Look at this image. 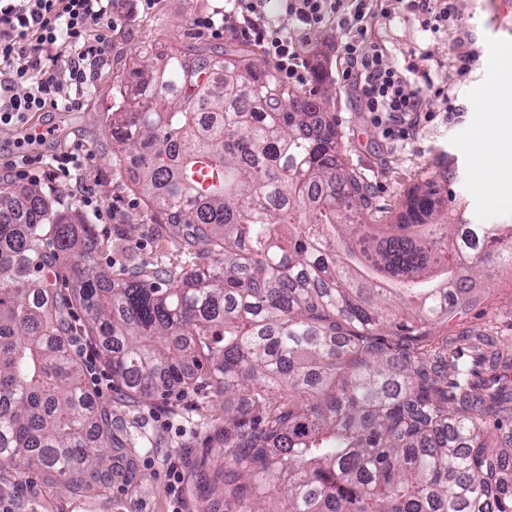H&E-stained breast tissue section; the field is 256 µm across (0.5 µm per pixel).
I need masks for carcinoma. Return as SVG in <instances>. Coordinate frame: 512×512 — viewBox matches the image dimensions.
I'll return each instance as SVG.
<instances>
[{
    "label": "carcinoma",
    "instance_id": "1",
    "mask_svg": "<svg viewBox=\"0 0 512 512\" xmlns=\"http://www.w3.org/2000/svg\"><path fill=\"white\" fill-rule=\"evenodd\" d=\"M134 74L112 153L135 156L134 191L194 261L165 288L139 268L116 278L93 266L84 218L35 187L18 212L0 185V467L112 474V424L66 345L72 302L132 395L209 369L224 465L194 477L204 496L224 485L211 512H267L261 487L280 512H512V350L489 326L428 331L512 262V228L441 220L435 180L398 223H369L323 101L243 54L173 50Z\"/></svg>",
    "mask_w": 512,
    "mask_h": 512
}]
</instances>
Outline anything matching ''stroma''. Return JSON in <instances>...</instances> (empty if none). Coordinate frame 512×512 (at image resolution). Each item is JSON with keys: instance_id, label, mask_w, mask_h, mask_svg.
Here are the masks:
<instances>
[{"instance_id": "1", "label": "stroma", "mask_w": 512, "mask_h": 512, "mask_svg": "<svg viewBox=\"0 0 512 512\" xmlns=\"http://www.w3.org/2000/svg\"><path fill=\"white\" fill-rule=\"evenodd\" d=\"M225 0H112V25L93 27L86 40L104 39L105 54L96 73L83 85L73 84L66 71L70 44L57 45L46 65L59 73L58 107L32 113L25 128L0 126V172L19 152L59 157L78 153L77 170L46 171L40 186L58 208L80 210V199L92 193L111 217L93 221L99 241L92 254L100 269L119 274L136 264L175 273L191 257L167 225L158 222L141 195L134 193L132 172L116 163L108 126L120 96L118 86L133 68L149 69L169 47L192 58L215 59L225 51L243 50L265 62L261 47L227 31L216 36L195 26L197 16L223 10ZM457 18L438 35L423 32L414 15L400 10L393 18L376 15L369 40L383 52L386 65L414 67L447 81L457 112L453 118L436 112L418 118L404 139L383 137L372 113L363 111L352 86L343 81L336 61L348 33L340 24L328 25L316 38L318 50L307 57L303 95L322 97L336 121L348 165L369 185L377 224L395 223L403 202L420 183L447 176L441 192L442 213L464 216L470 224H512V207H495L481 192L482 172L469 144L480 115L477 101L487 98L502 80L512 81V66L493 67L490 52L512 49V0H456ZM473 55L467 73H459L462 56ZM54 127L53 139L27 144L26 129ZM464 312L435 322L430 332L450 335L457 329L492 326L495 335L512 341V263L498 264L492 277H480L468 291ZM71 341L93 351L85 369L94 398L112 417V445L129 459L128 472L76 489L65 486L56 473L37 467L0 469V512H80L84 500H96L103 512H199V500L188 477L203 461L224 455V401L203 383L175 386L166 395L131 398L112 382L99 343L80 331Z\"/></svg>"}]
</instances>
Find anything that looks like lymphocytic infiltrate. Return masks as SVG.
I'll return each mask as SVG.
<instances>
[{
  "label": "lymphocytic infiltrate",
  "mask_w": 512,
  "mask_h": 512,
  "mask_svg": "<svg viewBox=\"0 0 512 512\" xmlns=\"http://www.w3.org/2000/svg\"><path fill=\"white\" fill-rule=\"evenodd\" d=\"M281 2L300 39L288 36L283 26L266 16L265 0H226L221 18L204 16L198 24L257 41L276 70L299 83L304 79L298 68L303 47L310 45L311 34L335 21L349 31L339 52L342 75L352 82L365 111L399 122L408 113L429 112L434 103H447V86L412 87L406 71L386 66L380 49L368 47L371 0ZM106 19L103 0H0V63L9 66L7 72H0V124H18L31 113L45 111L57 77L54 68L44 64L43 55L58 42L76 47L67 64L70 80L81 85L91 78L103 48L85 41L84 34Z\"/></svg>",
  "instance_id": "1"
}]
</instances>
